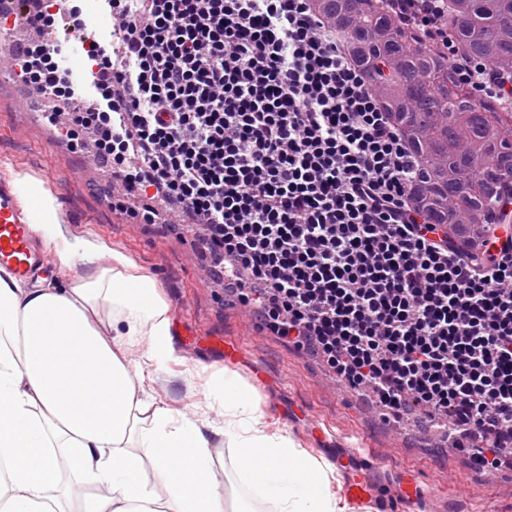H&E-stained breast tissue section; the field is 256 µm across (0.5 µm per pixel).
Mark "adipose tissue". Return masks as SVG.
<instances>
[{
  "instance_id": "1",
  "label": "adipose tissue",
  "mask_w": 512,
  "mask_h": 512,
  "mask_svg": "<svg viewBox=\"0 0 512 512\" xmlns=\"http://www.w3.org/2000/svg\"><path fill=\"white\" fill-rule=\"evenodd\" d=\"M59 211L46 190L28 217L62 267H86L83 279L29 286L0 269V512H233L213 482L206 424L157 404L130 375L126 352L135 344L146 371L179 360L156 279L102 242L66 239ZM101 305L112 309L106 333L87 316ZM199 370L224 411L218 434L237 453L249 503H274L275 512H351L329 490L328 461L268 421L242 382L205 364ZM65 465L106 495L71 501ZM157 481L165 495L155 493Z\"/></svg>"
}]
</instances>
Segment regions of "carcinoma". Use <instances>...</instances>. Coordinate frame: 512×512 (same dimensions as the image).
Returning a JSON list of instances; mask_svg holds the SVG:
<instances>
[{
  "label": "carcinoma",
  "mask_w": 512,
  "mask_h": 512,
  "mask_svg": "<svg viewBox=\"0 0 512 512\" xmlns=\"http://www.w3.org/2000/svg\"><path fill=\"white\" fill-rule=\"evenodd\" d=\"M318 11L345 34V48L373 84L383 89L380 103L398 123L406 127L415 150L423 155L418 163L411 198L417 209L433 223L447 224L452 215L448 199L465 210H482L485 200L494 204V224L512 222L507 205L512 196L495 191L479 177L464 179L476 160L498 149L497 127L478 125L472 114L486 110L497 114L501 125L512 123V105L498 98L485 99L482 107L468 105L456 115L457 127H443L439 135L422 141L419 134L435 126L431 107L422 106L427 83L434 82L439 93L448 95L457 87L448 53L436 44L424 42L415 32L395 23L390 0H314ZM448 26L458 55L496 66L512 61V0H449ZM466 139L470 149L458 152Z\"/></svg>",
  "instance_id": "carcinoma-1"
}]
</instances>
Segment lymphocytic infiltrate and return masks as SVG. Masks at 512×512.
<instances>
[{
  "label": "lymphocytic infiltrate",
  "mask_w": 512,
  "mask_h": 512,
  "mask_svg": "<svg viewBox=\"0 0 512 512\" xmlns=\"http://www.w3.org/2000/svg\"><path fill=\"white\" fill-rule=\"evenodd\" d=\"M118 51L92 42L95 105L45 45L13 58L67 136L92 131L121 187L201 225L214 273L260 326L314 350L387 419L446 420L481 436L473 464L512 445V237L479 257L411 202L417 160L313 0H108ZM448 47L481 95L512 75L453 52L447 0H392Z\"/></svg>",
  "instance_id": "f902f5d3"
}]
</instances>
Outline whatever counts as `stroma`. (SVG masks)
<instances>
[{
    "instance_id": "35a3bbf8",
    "label": "stroma",
    "mask_w": 512,
    "mask_h": 512,
    "mask_svg": "<svg viewBox=\"0 0 512 512\" xmlns=\"http://www.w3.org/2000/svg\"><path fill=\"white\" fill-rule=\"evenodd\" d=\"M35 176L61 208V231L70 240L95 238L132 257L155 275L171 307L174 343L182 358L173 373L144 376L143 390L184 414L202 413L211 426L224 412L208 406L197 364L227 367L257 393L267 415L278 419L312 456L334 458L343 448L381 461L372 478L382 491L368 500L373 512H399L392 493L404 482L425 487L414 512H512V471L483 473L436 429L416 422L383 424L365 399L346 390L316 359L262 330L253 314L224 300L198 252L196 232L143 224L112 209L97 177L56 129L33 120L12 84L0 81V176ZM238 347L242 360L228 363L215 342Z\"/></svg>"
}]
</instances>
